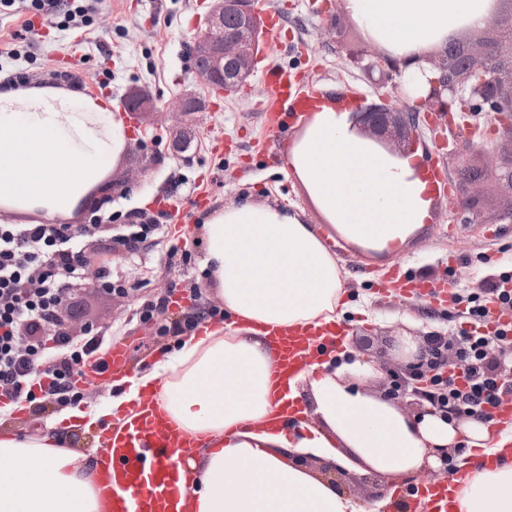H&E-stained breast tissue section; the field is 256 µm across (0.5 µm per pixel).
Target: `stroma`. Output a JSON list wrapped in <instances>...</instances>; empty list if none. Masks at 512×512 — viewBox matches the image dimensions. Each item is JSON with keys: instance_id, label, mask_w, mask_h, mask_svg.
Segmentation results:
<instances>
[{"instance_id": "obj_1", "label": "stroma", "mask_w": 512, "mask_h": 512, "mask_svg": "<svg viewBox=\"0 0 512 512\" xmlns=\"http://www.w3.org/2000/svg\"><path fill=\"white\" fill-rule=\"evenodd\" d=\"M263 13L275 12L283 27L277 39H265L261 65H276L295 74L301 84L320 93L335 88L362 104L381 98H405L399 79L369 74L365 66L377 48L336 7V0H261ZM206 0H104L89 30L60 34L40 27V37L27 65L35 82L52 81L69 61L79 64L77 83L91 96L121 103L133 86L147 87L161 105L148 131L130 120V145L105 182L114 210L139 206L158 213V199L170 201L178 221L165 222L164 234L148 237L134 251L112 248L114 291L81 278L59 317L67 329L81 324L109 329L112 339L130 348V362L151 367L174 347V322L209 312L210 327L224 323L216 289L200 274L204 244L198 230L205 216L240 196L288 206L310 224H320L328 248L335 253L345 280L348 309L340 326L348 355L381 361L395 372L406 363L400 354L403 335L459 334L466 326L451 299L426 304L402 298L385 273L400 267L405 281L439 284L456 280V290L489 297V281L512 273V222L501 220L503 197L493 186L484 190L480 224L451 223L448 197L440 195L432 223L424 225L396 254L364 251L347 244L330 225L321 224L299 182L285 163L268 158L271 149L285 151L287 133L269 132L259 104L264 97L260 75L237 93L220 96L194 72L189 52L201 28ZM336 27L332 42L319 30ZM204 102L192 121L166 112L165 104L187 91ZM456 154L436 138L430 119H422L418 147L425 163L446 174L455 186L464 167L482 165V149L504 148L500 135H489L483 148L457 138ZM180 298L167 312L144 322L143 304L161 297Z\"/></svg>"}]
</instances>
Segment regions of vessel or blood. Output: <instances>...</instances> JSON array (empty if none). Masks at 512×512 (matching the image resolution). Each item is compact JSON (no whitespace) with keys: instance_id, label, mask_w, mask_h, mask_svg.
Segmentation results:
<instances>
[{"instance_id":"vessel-or-blood-1","label":"vessel or blood","mask_w":512,"mask_h":512,"mask_svg":"<svg viewBox=\"0 0 512 512\" xmlns=\"http://www.w3.org/2000/svg\"><path fill=\"white\" fill-rule=\"evenodd\" d=\"M266 87V125L277 130L297 122L311 102L288 70L272 66L263 73ZM307 331H283L276 339L274 375L288 378L308 358L303 353ZM125 344H110L104 364L86 363L75 376V386L109 385L123 381L131 372ZM198 446L196 438L182 432L159 406L142 405L134 421L121 429H110L100 437L97 452V482L106 498V512H188L182 488L191 477L187 461ZM447 479L423 486L418 498L408 501L415 512L419 499L447 502Z\"/></svg>"}]
</instances>
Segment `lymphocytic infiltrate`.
Segmentation results:
<instances>
[{"label": "lymphocytic infiltrate", "mask_w": 512, "mask_h": 512, "mask_svg": "<svg viewBox=\"0 0 512 512\" xmlns=\"http://www.w3.org/2000/svg\"><path fill=\"white\" fill-rule=\"evenodd\" d=\"M101 0H0V20L12 18L19 25L12 44H30L34 19L60 31L89 27ZM111 198L93 207L87 222L72 224H0V399L34 402L30 382L44 378L45 398L61 405H79L81 395L73 376L88 357L109 341L106 330L88 328L81 343H74L62 327L58 310L85 266L83 250L73 245L76 233L101 234L105 248L121 245L135 249L160 224L145 216L140 222L118 224ZM487 308L473 303L467 309L472 329L459 348L472 368L464 384L448 383L443 392L450 413L470 412L488 404L498 406L504 396L486 357L512 346V318L492 331L481 329Z\"/></svg>", "instance_id": "1"}]
</instances>
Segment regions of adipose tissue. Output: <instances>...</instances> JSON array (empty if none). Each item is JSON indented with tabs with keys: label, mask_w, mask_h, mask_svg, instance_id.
Returning a JSON list of instances; mask_svg holds the SVG:
<instances>
[{
	"label": "adipose tissue",
	"mask_w": 512,
	"mask_h": 512,
	"mask_svg": "<svg viewBox=\"0 0 512 512\" xmlns=\"http://www.w3.org/2000/svg\"><path fill=\"white\" fill-rule=\"evenodd\" d=\"M366 40L405 70L410 97L436 75L429 55L460 30L483 28L495 0H338ZM353 102L327 94L310 108L287 164L323 223L361 249L395 253L432 220L436 190L420 152L392 153L353 124ZM126 118L104 97L52 86L0 88V212L71 219L125 153ZM203 269L226 322L177 337L173 352L137 371L127 391L90 421L121 428L144 391L201 442L188 461L190 512H357L352 499L295 462L347 451L395 481L439 450L462 446L449 485L450 512H512V420L415 418L352 377L376 379L333 355L278 385L274 330H321L336 322L344 285L317 226L281 205L232 202L200 226ZM61 410L40 432L0 430V512H100L94 456L70 448Z\"/></svg>",
	"instance_id": "ef3b65f1"
}]
</instances>
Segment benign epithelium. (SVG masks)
Here are the masks:
<instances>
[{
    "label": "benign epithelium",
    "instance_id": "1",
    "mask_svg": "<svg viewBox=\"0 0 512 512\" xmlns=\"http://www.w3.org/2000/svg\"><path fill=\"white\" fill-rule=\"evenodd\" d=\"M233 15L238 26L227 29L224 19ZM263 21L254 8V0H210L205 30L190 43L194 57L209 61L206 69H197L199 80L207 87L231 92L243 85L257 62L259 34ZM486 29L491 37L473 45L457 36L449 43L453 50L442 56L438 64V78L430 81L426 95L413 101L398 99L380 104H369L355 113L356 123L362 133L391 152L412 150L420 112L450 123L455 118L462 123L457 130H467L470 136L480 131L474 119L484 115L503 129L509 150L497 154L485 152V163L473 169L475 177L461 183L457 192L448 194V207L464 224H482L481 190L479 186L491 178L496 189L507 202L502 219L512 221V7L503 5L490 19ZM379 70L391 77H403L398 64L382 55L368 64L366 70ZM140 125L149 126L148 118L160 111L157 100L148 91L133 89L125 101ZM201 105L191 94H184L166 105V111L183 118L200 111ZM407 376L389 373L381 366L384 398L409 407L417 414H434L448 418V409L441 387L422 381L424 375L439 369L462 379L467 363L456 353V341L445 335L428 337L416 354L410 356ZM443 466L435 469L428 465L407 477L408 483L416 480L431 481L448 474V454L441 455Z\"/></svg>",
    "mask_w": 512,
    "mask_h": 512
}]
</instances>
